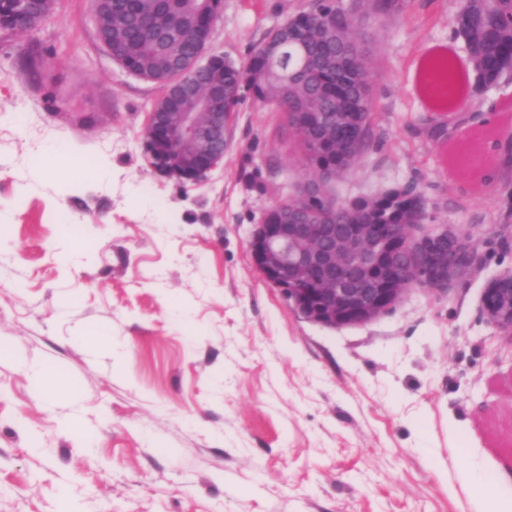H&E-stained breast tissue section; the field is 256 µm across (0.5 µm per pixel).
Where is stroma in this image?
Returning <instances> with one entry per match:
<instances>
[{
	"label": "stroma",
	"instance_id": "35a3bbf8",
	"mask_svg": "<svg viewBox=\"0 0 512 512\" xmlns=\"http://www.w3.org/2000/svg\"><path fill=\"white\" fill-rule=\"evenodd\" d=\"M308 2L224 0L212 47L242 64ZM460 6L360 20L375 138L336 190L416 184L478 264L336 329L251 257L265 210L307 176L284 113L245 99L223 163L184 184L141 136L159 88L100 48L90 0L0 30V512H478L470 471L508 478L512 500V341L482 309L512 272V96L441 110L422 90L440 58L472 75ZM58 141L102 176L51 175ZM67 222L90 256L70 258ZM95 328L112 351L83 343ZM45 367L69 390L48 396Z\"/></svg>",
	"mask_w": 512,
	"mask_h": 512
}]
</instances>
